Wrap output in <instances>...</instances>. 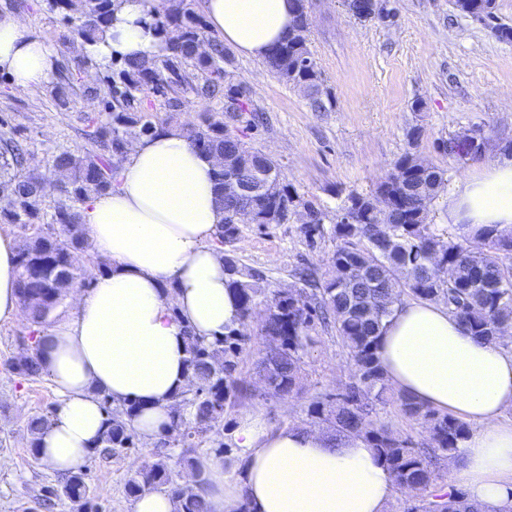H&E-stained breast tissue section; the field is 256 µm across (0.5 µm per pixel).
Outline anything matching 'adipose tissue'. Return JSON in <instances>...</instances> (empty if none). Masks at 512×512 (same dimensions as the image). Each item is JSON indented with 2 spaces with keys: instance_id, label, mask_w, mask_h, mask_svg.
<instances>
[{
  "instance_id": "obj_1",
  "label": "adipose tissue",
  "mask_w": 512,
  "mask_h": 512,
  "mask_svg": "<svg viewBox=\"0 0 512 512\" xmlns=\"http://www.w3.org/2000/svg\"><path fill=\"white\" fill-rule=\"evenodd\" d=\"M294 11V0H204L210 28L257 60L287 37ZM144 17L142 0H118L111 27L84 53L100 68L115 57L160 54L162 41ZM55 68L42 35L0 12V73L29 89L48 82ZM215 164L172 128L138 140L117 185L82 205L93 246L111 268L91 288H73L72 316L38 336L61 397L36 441L49 470L76 471L95 453L105 395L116 406L136 405V434L158 438L187 386L186 332L209 338L239 325L240 302L214 244L226 217L216 201ZM446 213L468 235L486 225L512 231V155L499 153L459 179ZM17 263L16 241L0 235V320L23 313ZM378 357L396 392L473 424L456 452V476L483 512H498L512 500V420L505 417L512 350L473 339L443 305L407 300L387 322ZM233 443L234 456L203 459L192 478L210 512H388L395 494L392 473L359 436L276 429L254 410L239 418Z\"/></svg>"
}]
</instances>
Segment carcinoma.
Here are the masks:
<instances>
[{"label":"carcinoma","instance_id":"obj_1","mask_svg":"<svg viewBox=\"0 0 512 512\" xmlns=\"http://www.w3.org/2000/svg\"><path fill=\"white\" fill-rule=\"evenodd\" d=\"M149 23L164 43L163 54L136 61H123L109 76L111 99L103 115L82 116L87 146L61 151L52 161L57 175L50 183L58 196L52 211L43 207L47 179L24 169L22 143L0 131V182L11 195L0 198V220L16 225L22 246L18 251V291L34 326H41L63 300L64 286L90 287L83 277L80 259L92 260L98 270L109 264L93 254L87 230L81 222V206L92 195L112 189V179L124 159V144L158 134L174 125V111L181 97L192 94L204 100L224 98L226 110L245 112L244 88L229 81L225 64L230 53L224 42L208 34L192 0H144ZM297 10L288 38L275 45L267 66L285 82L303 90L312 106L323 108V74L309 47L308 13L305 0H296ZM62 14L68 33L59 38V48L74 40L83 43L99 38L112 25L114 0H52ZM209 42V54L200 57L195 44ZM154 92L167 98L170 113L158 118L141 109V96ZM189 144L208 155L229 154L241 159L230 172L216 170L217 201L228 213L248 208L256 224H286L298 204H306L310 217L302 226L312 238L321 232L323 212L286 182L271 157L251 150L224 124V113L204 112L197 124L183 129ZM422 129L408 133L409 148L393 170L373 191L349 192L342 203L353 202L355 223L335 224L336 249L331 256V274L320 278L301 273L303 287L289 293L268 290L260 275L224 253L229 284L240 297L243 323L211 339L188 334V367L196 389L177 396L175 415L166 435L183 448L180 461L197 470L199 461L191 453L211 429L217 409L233 408L243 397V387L234 377L239 358L252 340L250 323L254 309L262 305L268 315L257 325V335L266 345L256 364L264 394L288 397L299 392L304 355L311 332L327 317L334 318L337 337L353 362L354 381L334 395L312 399L307 416L314 424L327 423L336 437H364L391 470L399 489L419 487L430 491L426 498L407 500L402 512H481L461 489L439 493L442 475L439 461L455 456L459 444L470 433L461 420L434 410L395 392L376 355L387 319L402 296L440 303L460 318L471 336L490 344L506 346L499 326L512 324V232L493 225L468 237L456 233L443 236L428 224L422 201L437 197L448 181V170L426 162L418 148ZM278 180L276 195H233L224 192L228 180ZM9 370L27 381L45 375L38 345L33 343L8 359ZM106 413L99 441V456L110 457L134 444L131 419L133 404L121 410L102 395ZM394 404L408 418L419 422L429 435L417 446L401 437L379 418V410ZM192 411L187 422L181 409ZM171 454L158 452L131 475L125 493L137 498L146 491L172 496L177 512H209L206 502L193 488L178 482L169 464ZM61 497L89 512L94 491L87 473L71 472L49 488L40 507L51 509Z\"/></svg>","mask_w":512,"mask_h":512}]
</instances>
